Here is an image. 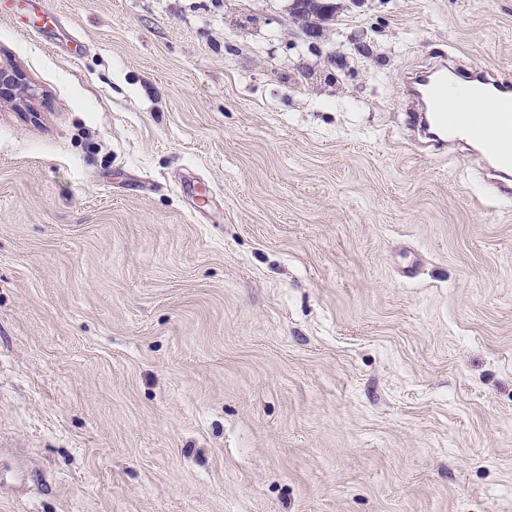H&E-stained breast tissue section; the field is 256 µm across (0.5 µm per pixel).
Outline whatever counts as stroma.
<instances>
[{
    "label": "stroma",
    "mask_w": 512,
    "mask_h": 512,
    "mask_svg": "<svg viewBox=\"0 0 512 512\" xmlns=\"http://www.w3.org/2000/svg\"><path fill=\"white\" fill-rule=\"evenodd\" d=\"M291 2L0 0V512H512V0ZM317 0H294L292 16L300 28L320 29V21L331 20L335 17V9L329 4L315 2ZM449 83L462 87L459 102L448 94ZM406 90L418 106L413 123L432 147L439 149L448 140L469 141L480 148L488 176L512 172V149L499 137L502 129L512 127V90L498 76L464 72L455 60L443 57L429 70L409 77ZM486 97L492 99L489 109L470 106L471 100ZM447 98L448 105L457 106L449 109ZM22 72L15 66L0 65V102L11 101L19 111H31V102L37 95V89L27 84Z\"/></svg>",
    "instance_id": "obj_1"
}]
</instances>
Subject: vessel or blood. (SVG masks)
I'll list each match as a JSON object with an SVG mask.
<instances>
[{
	"mask_svg": "<svg viewBox=\"0 0 512 512\" xmlns=\"http://www.w3.org/2000/svg\"><path fill=\"white\" fill-rule=\"evenodd\" d=\"M460 84L463 95L456 107H448V87ZM418 106L413 123L432 147L440 148L451 140L478 145L484 167L491 176L512 173V148L499 137L512 127V87L488 72H466L453 60L441 59L426 71L413 74L406 86ZM491 98L486 110H476L471 100Z\"/></svg>",
	"mask_w": 512,
	"mask_h": 512,
	"instance_id": "vessel-or-blood-1",
	"label": "vessel or blood"
}]
</instances>
